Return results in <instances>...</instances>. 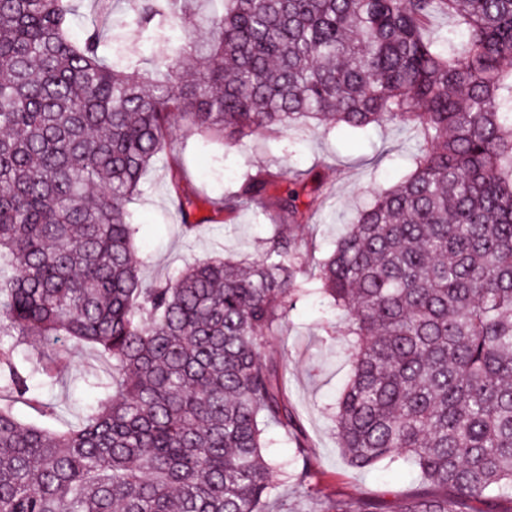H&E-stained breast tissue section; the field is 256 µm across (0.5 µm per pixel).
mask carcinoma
Returning <instances> with one entry per match:
<instances>
[{
	"mask_svg": "<svg viewBox=\"0 0 512 512\" xmlns=\"http://www.w3.org/2000/svg\"><path fill=\"white\" fill-rule=\"evenodd\" d=\"M73 0H0V512H268L274 469L304 485L307 438L272 361L288 302L325 295L348 337L336 438L357 470L411 464L421 491L323 512H472L512 491V0H122L147 57L76 43ZM455 20L427 34L432 18ZM227 147L311 122H400L413 171L307 274L291 224L323 183L246 171L218 214L276 219L262 259L215 255L146 285L128 204L180 123ZM171 186L187 221L193 200ZM94 349L97 406L55 407L58 355ZM296 448L265 458V434Z\"/></svg>",
	"mask_w": 512,
	"mask_h": 512,
	"instance_id": "carcinoma-1",
	"label": "carcinoma"
}]
</instances>
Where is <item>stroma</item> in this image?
I'll use <instances>...</instances> for the list:
<instances>
[{
    "label": "stroma",
    "instance_id": "35a3bbf8",
    "mask_svg": "<svg viewBox=\"0 0 512 512\" xmlns=\"http://www.w3.org/2000/svg\"><path fill=\"white\" fill-rule=\"evenodd\" d=\"M106 28L117 52L125 56L148 53L147 41L129 36L123 7L109 11L93 0H77L70 19L71 33L83 38L92 23ZM416 142L405 125L371 126L362 131H324L309 125L277 139L256 133L238 147L228 149L207 142L190 126L177 132L174 163L160 162L148 170L144 188L129 204L139 231L135 258L145 283L174 273L196 259L218 251L252 260L262 255L261 240L268 226L263 216L244 210L232 219L215 214L209 200L234 188L244 170L279 165L310 169L327 186V195L310 225L289 228L316 266L345 232L360 208L370 205L376 192L385 190L412 170L410 154ZM179 166L181 189L195 197L190 220L198 224L194 235L184 234L177 198L171 191L170 169ZM348 345L342 324L323 312L319 297L297 302L289 309L280 335L270 337L260 355L274 358L283 375V389L297 424L308 437L311 472L305 485L281 484L273 512H319L321 503L336 499L383 496L385 491L407 494L419 486L417 473L400 470L364 472L347 465L337 444L333 412L336 396L346 379ZM103 362L92 350H75L66 357L61 385L42 390L41 399L57 409L53 427L76 424V415L93 404L80 376Z\"/></svg>",
    "mask_w": 512,
    "mask_h": 512
}]
</instances>
